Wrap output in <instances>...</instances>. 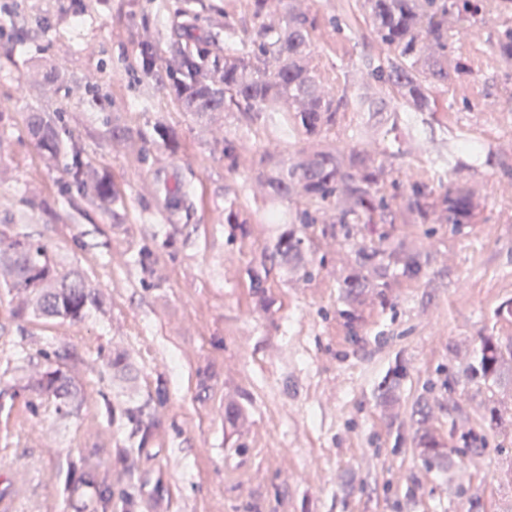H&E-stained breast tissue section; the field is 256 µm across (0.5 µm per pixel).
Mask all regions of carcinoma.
Segmentation results:
<instances>
[{
    "mask_svg": "<svg viewBox=\"0 0 512 512\" xmlns=\"http://www.w3.org/2000/svg\"><path fill=\"white\" fill-rule=\"evenodd\" d=\"M370 25L386 51L385 59L370 72L369 91L350 100L346 94L327 93L310 64L316 21L292 8L276 28L261 27L242 39L238 52L224 58L219 79L205 73V59L180 52L169 69V87L192 112H237L249 124L262 123L276 130L312 139L300 160L275 153L263 155L257 180L265 184L273 199L300 192L301 200L288 217L292 224L278 238L273 256L282 261L302 260L307 249V230L322 225L321 233L349 241L362 224H386L391 200L380 193L389 172L376 164L363 149H338L316 139L336 127L339 114L353 106L377 112L386 96L399 100L411 112H431V85L448 82L450 70L460 63H448V19L474 18L491 7L512 12V0H364ZM434 46L424 52V44ZM495 46L499 56L512 61V21L501 23ZM29 134L46 151L59 152L63 142L56 125L41 112L29 119ZM449 152L456 160L479 159L484 148L470 141L454 143ZM84 198L95 204L111 202L112 187L104 173L75 159L66 170ZM400 209L405 224H425L435 213L446 224L474 223V192L464 178L442 194L429 184L413 180L402 196ZM360 267L377 276L376 286L399 271L420 276L426 263L403 248L382 249L369 242L357 249ZM0 288L23 290L29 295L32 312L45 317L77 321L99 304L96 293L81 275L61 267L48 248L26 238L6 237L0 232ZM477 371L495 378L505 363L502 346L491 336L481 339ZM35 387L68 409L75 396L72 378L48 363L35 380ZM426 463H436L448 449L435 440L420 439ZM77 486L95 491L97 512H112V491L92 469H80Z\"/></svg>",
    "mask_w": 512,
    "mask_h": 512,
    "instance_id": "obj_1",
    "label": "carcinoma"
}]
</instances>
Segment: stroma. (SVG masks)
I'll use <instances>...</instances> for the list:
<instances>
[{"label": "stroma", "instance_id": "obj_1", "mask_svg": "<svg viewBox=\"0 0 512 512\" xmlns=\"http://www.w3.org/2000/svg\"><path fill=\"white\" fill-rule=\"evenodd\" d=\"M348 3L357 21L342 29L336 0H293L316 19L313 63L333 94H355L382 54ZM0 4L29 33L21 51L0 40V231L46 245L100 298L70 323L20 315L25 294L0 289V488L15 489L14 512H93L91 491L69 488L85 462L130 491L112 512H512V376L470 372L482 337L512 344V63L495 51L499 13L453 25L448 55L463 71L433 85L435 111L398 119L377 157L400 184L441 193L459 171L436 162V144L489 145L468 176L476 222L406 224L393 211L363 239L388 233L428 257L425 273L350 293L355 245L310 232L308 275L270 256L283 227L264 221L253 169L267 151L300 157L304 137L202 118L168 88L183 49L219 77L240 38L279 25L278 0L259 17L252 0ZM34 112L107 174L109 208L70 184L67 153L35 145ZM180 185L174 210L165 193ZM231 210L243 231L225 224ZM146 247L159 257L151 277L131 262ZM50 361L78 388L69 413L32 386ZM395 368L399 387L382 398ZM130 405L144 408L140 426ZM424 435L448 447L446 463L425 464Z\"/></svg>", "mask_w": 512, "mask_h": 512}]
</instances>
